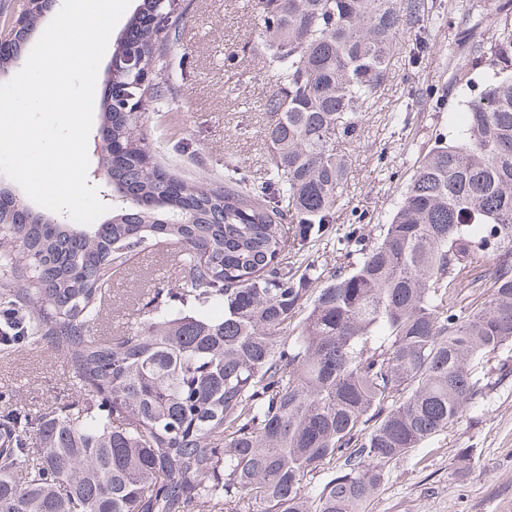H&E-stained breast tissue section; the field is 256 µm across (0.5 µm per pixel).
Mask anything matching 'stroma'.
I'll return each mask as SVG.
<instances>
[{
    "label": "stroma",
    "mask_w": 512,
    "mask_h": 512,
    "mask_svg": "<svg viewBox=\"0 0 512 512\" xmlns=\"http://www.w3.org/2000/svg\"><path fill=\"white\" fill-rule=\"evenodd\" d=\"M494 8L495 0H453L441 21L425 24L431 49L418 64L404 50L393 56L391 77L365 118L361 142L349 149L350 172L336 222L310 243L307 260L333 263L338 241L352 224L387 223L418 155L436 136L455 134L453 115L463 110L468 93L448 83V49L467 15L484 19L471 29V38L488 39ZM178 14V37L166 49L173 89L149 102L137 139L153 161L186 182H223L228 165L264 176L270 152L261 134L267 116L259 104L273 82L250 51L260 28L257 0H181ZM427 85L437 90V104L407 111L411 93ZM173 253L167 246L134 257L128 274L114 284L96 335L125 330L139 296L170 281ZM67 379L63 360L42 346L0 357V390L18 389L39 410L63 398ZM367 512H512V374L483 405L393 465Z\"/></svg>",
    "instance_id": "35a3bbf8"
}]
</instances>
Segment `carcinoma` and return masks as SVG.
Listing matches in <instances>:
<instances>
[{"label": "carcinoma", "mask_w": 512, "mask_h": 512, "mask_svg": "<svg viewBox=\"0 0 512 512\" xmlns=\"http://www.w3.org/2000/svg\"><path fill=\"white\" fill-rule=\"evenodd\" d=\"M435 8L261 0L265 177L188 185L122 153L112 186L136 204L110 224L0 212V352L45 345L71 369L46 412L0 393V512H365L392 464L487 396L512 347V24L486 43L462 19L451 83L495 80L417 158L390 222L369 242L352 228L331 267L304 257L335 224L342 147L394 53L427 52ZM144 30L154 64L176 30ZM137 120L112 113V141ZM169 244L177 279L94 335L133 253Z\"/></svg>", "instance_id": "1"}]
</instances>
